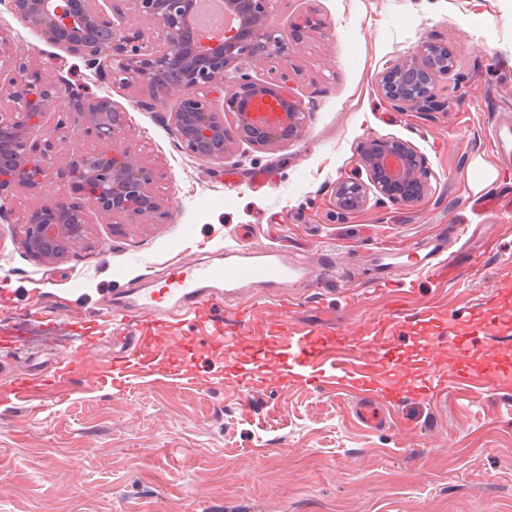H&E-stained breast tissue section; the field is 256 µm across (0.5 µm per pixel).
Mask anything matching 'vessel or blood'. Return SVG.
<instances>
[{"label":"vessel or blood","instance_id":"obj_1","mask_svg":"<svg viewBox=\"0 0 512 512\" xmlns=\"http://www.w3.org/2000/svg\"><path fill=\"white\" fill-rule=\"evenodd\" d=\"M489 144L495 157L512 154V120L506 119L489 131ZM473 209L485 215L501 217L506 208L497 203L496 193L468 196ZM455 254L435 255L415 266L419 277H443L457 272ZM309 272L307 262L288 260L275 247L260 246L250 253L228 246L224 262L211 265L199 262L179 266L171 272L160 290H147L131 285L117 302L114 312L130 318L133 344L115 351L110 360L99 362L101 336L76 334L68 356L44 366L40 373L20 374L0 385V400L18 404L38 393L52 392L57 383L72 377H84L91 364L100 372L120 371L138 375L149 373L158 354L159 338L155 330L160 322L181 327L185 322L212 321L217 309L230 314L235 327L247 328L254 337L270 336L278 340L284 354L254 362L250 378L284 380L291 376L305 382L347 388L352 396L350 412L365 428L385 430L393 425L391 405L397 404L409 389L421 388L423 381L408 378L400 357L386 354L387 335L408 322L411 300L398 271L377 272L375 282L391 289V306L377 317H360L353 326L337 324L320 330L298 331L291 316L289 287L303 280ZM276 307L277 318L255 321V312ZM481 332L484 341L499 342L512 332V321L501 318L498 308H491L489 319L478 325H467L466 333L451 339L430 337L425 345L429 364L444 367L446 381L459 390L478 397L501 392L506 374L501 366L489 364L479 374H472L460 354L469 336ZM381 350L387 366L381 378H373L366 362L359 356L368 349Z\"/></svg>","mask_w":512,"mask_h":512}]
</instances>
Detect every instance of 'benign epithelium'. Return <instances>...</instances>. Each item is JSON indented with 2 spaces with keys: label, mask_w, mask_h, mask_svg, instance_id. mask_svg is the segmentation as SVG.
Masks as SVG:
<instances>
[{
  "label": "benign epithelium",
  "mask_w": 512,
  "mask_h": 512,
  "mask_svg": "<svg viewBox=\"0 0 512 512\" xmlns=\"http://www.w3.org/2000/svg\"><path fill=\"white\" fill-rule=\"evenodd\" d=\"M238 25L207 40L192 29L194 0H7L10 10L46 43L82 59L99 79L121 78L146 84L150 100L141 105L170 111L177 143L186 154L224 165L230 135L224 116H234L240 141L258 150L298 139L305 109L300 101L270 84L241 73L231 84L226 74L245 56L260 62L259 50L283 48V31L268 22L271 0H228ZM133 15L145 27L130 30ZM446 46L422 44L411 58L390 67L379 81L380 94L399 111L436 110L435 83ZM46 112L72 116L81 135L97 144L90 151L62 153V122L35 128L31 120ZM126 112L108 95L93 96L68 82L52 84L29 67L0 38V221L10 220L19 188H35L52 175H67L71 186L29 210L19 240L38 263H56L84 239L93 212L109 224H161L168 217L156 189V172L137 152L112 154L125 135ZM360 166L367 180L336 182V213L364 209L371 197L411 206L432 192L417 151L391 137L366 142ZM77 193L84 202L72 201Z\"/></svg>",
  "instance_id": "1"
}]
</instances>
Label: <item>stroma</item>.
Returning a JSON list of instances; mask_svg holds the SVG:
<instances>
[{
	"label": "stroma",
	"instance_id": "35a3bbf8",
	"mask_svg": "<svg viewBox=\"0 0 512 512\" xmlns=\"http://www.w3.org/2000/svg\"><path fill=\"white\" fill-rule=\"evenodd\" d=\"M309 14L316 27H302ZM271 22L290 33L282 56L238 67L289 86L307 112L303 133L266 151L233 141L218 167L178 149L168 114L140 107L141 87L101 83L0 5V35L45 80L125 109L127 132L113 150L139 149L168 213L161 224L116 226L91 216L85 240L42 265L18 246L16 225L65 179L19 190L10 223L0 222L6 369L64 355L72 322L109 312L129 282L154 287L227 245L277 246L314 264L326 253L357 256L361 268L299 286L294 320L301 328L377 315L388 298L363 266L379 247L431 245L445 225L476 223L465 202L473 163L490 161L488 131L512 114V0H272ZM425 41L456 58L436 87L441 109L397 111L377 80ZM384 136L417 149L433 193L412 207L373 200L337 219V180L358 176L361 146ZM258 170L271 182L257 183ZM486 231L496 249L475 243L460 257L476 273L414 281L412 299L430 314L392 347L410 373L439 375L425 368L420 337L458 330L512 290V222ZM181 333L191 348L163 345L140 384L81 377L62 381L57 396L0 404V512H512V390L474 400L410 393L392 412L416 433L368 431L335 388L296 378L249 385L225 372L273 354V340L214 339L192 324ZM176 367L179 382L169 378Z\"/></svg>",
	"mask_w": 512,
	"mask_h": 512
}]
</instances>
